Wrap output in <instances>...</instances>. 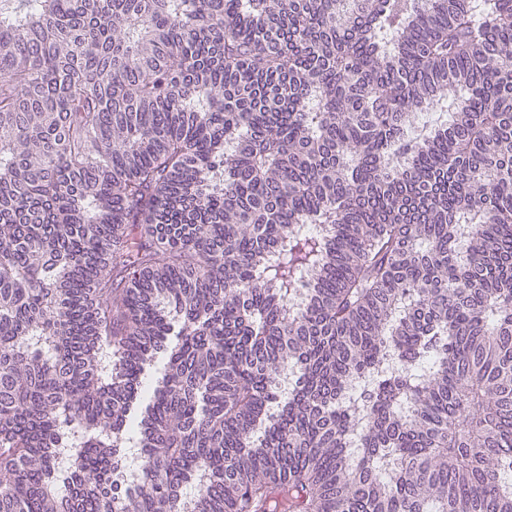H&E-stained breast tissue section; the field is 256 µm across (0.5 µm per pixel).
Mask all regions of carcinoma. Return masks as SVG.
<instances>
[{
	"label": "carcinoma",
	"mask_w": 512,
	"mask_h": 512,
	"mask_svg": "<svg viewBox=\"0 0 512 512\" xmlns=\"http://www.w3.org/2000/svg\"><path fill=\"white\" fill-rule=\"evenodd\" d=\"M0 512H512V0H0Z\"/></svg>",
	"instance_id": "cac0c4a2"
}]
</instances>
